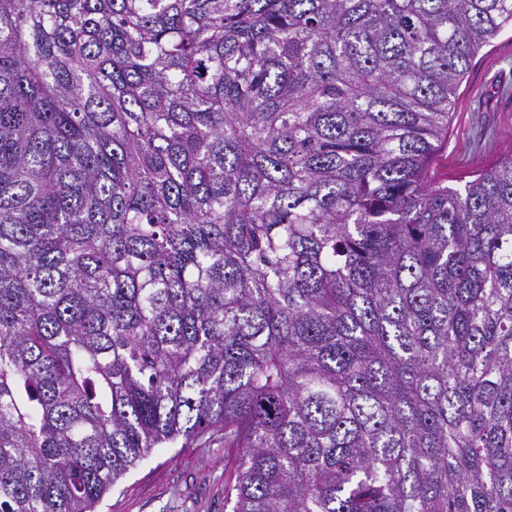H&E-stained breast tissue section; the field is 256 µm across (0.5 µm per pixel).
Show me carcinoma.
Wrapping results in <instances>:
<instances>
[{
    "label": "carcinoma",
    "mask_w": 512,
    "mask_h": 512,
    "mask_svg": "<svg viewBox=\"0 0 512 512\" xmlns=\"http://www.w3.org/2000/svg\"><path fill=\"white\" fill-rule=\"evenodd\" d=\"M512 0H0V512L224 435L233 512H512V154L431 176Z\"/></svg>",
    "instance_id": "obj_1"
}]
</instances>
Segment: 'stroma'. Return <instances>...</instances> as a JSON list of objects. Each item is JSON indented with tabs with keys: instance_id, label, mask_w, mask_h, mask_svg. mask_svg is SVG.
<instances>
[{
	"instance_id": "35a3bbf8",
	"label": "stroma",
	"mask_w": 512,
	"mask_h": 512,
	"mask_svg": "<svg viewBox=\"0 0 512 512\" xmlns=\"http://www.w3.org/2000/svg\"><path fill=\"white\" fill-rule=\"evenodd\" d=\"M512 153V29L473 60L457 92L448 145L434 160L449 186ZM234 460L223 440L158 448L132 469L98 512H232Z\"/></svg>"
}]
</instances>
